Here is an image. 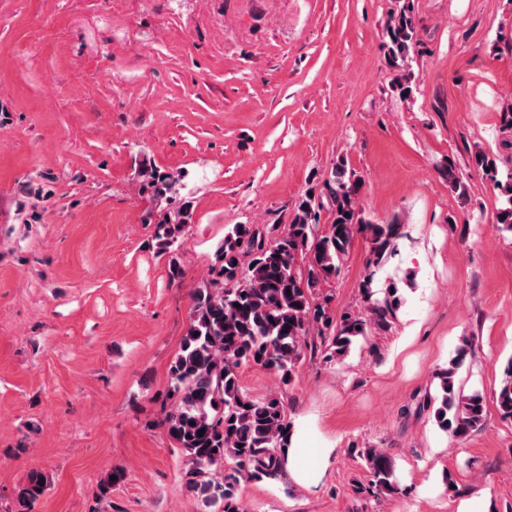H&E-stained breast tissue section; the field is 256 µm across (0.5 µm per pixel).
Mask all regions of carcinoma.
<instances>
[{
	"label": "carcinoma",
	"instance_id": "carcinoma-1",
	"mask_svg": "<svg viewBox=\"0 0 512 512\" xmlns=\"http://www.w3.org/2000/svg\"><path fill=\"white\" fill-rule=\"evenodd\" d=\"M383 36L392 86L408 97L413 92L411 51L417 37L410 3L398 6L386 21ZM472 161L499 191L496 220L501 231L512 233V162L482 150L474 153ZM140 177L155 198L171 201L178 193L179 179L173 174L150 168L141 170ZM361 188L362 180L340 159L321 188L301 196L287 229L281 231L276 224L233 225L216 248V264L194 293L190 326L169 370L173 403L164 411L162 424L185 458L189 491L207 508L240 512L236 496L240 478H276L292 430L281 397H252L241 385L239 370L258 365L287 386L306 352L320 350L327 359L343 357L369 332L389 330L396 318L401 305L396 284L377 299L372 282L374 270L396 251L401 225L368 217L360 205ZM326 199L334 209V220L322 231ZM189 218L188 208L182 206L156 225L160 250L172 253ZM359 236L369 244V273L361 285L367 314L345 312L335 319L331 296L322 288L340 274ZM470 352L469 342H463L448 368L436 373V389L429 401L434 422L455 441L466 439L485 421L483 394L465 395L455 380ZM495 399L501 417L512 420V359ZM359 455L369 479L358 492L399 493L400 481L384 452L366 448ZM123 478V471H110L99 484V500L107 499L112 485ZM43 479L42 473L33 471L18 489V505L24 512L47 491L48 485H40Z\"/></svg>",
	"mask_w": 512,
	"mask_h": 512
}]
</instances>
